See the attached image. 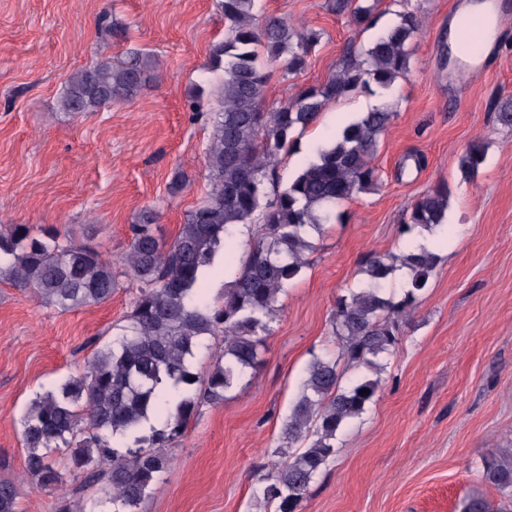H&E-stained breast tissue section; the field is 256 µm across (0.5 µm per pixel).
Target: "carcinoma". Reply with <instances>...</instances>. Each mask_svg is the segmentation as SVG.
Here are the masks:
<instances>
[{
    "label": "carcinoma",
    "mask_w": 512,
    "mask_h": 512,
    "mask_svg": "<svg viewBox=\"0 0 512 512\" xmlns=\"http://www.w3.org/2000/svg\"><path fill=\"white\" fill-rule=\"evenodd\" d=\"M217 2L228 36L213 48L214 57L224 62V81L206 151L210 191L187 214L176 238L166 243L155 233L156 213L144 211L131 225L129 252L118 272L96 246L63 240L50 229L36 233L15 224L0 233V278L61 310L107 302L120 274L137 288L119 337L95 352L82 377L39 397L24 418L25 468L38 485L65 483L66 473L50 452L66 448L85 485L103 483L112 490L113 512H135L169 465L164 448L203 404L224 402L226 391L261 366L279 296L305 266L311 248L306 233L321 232L327 206L380 181L373 156L393 112L380 107L348 123L268 200L265 183H274L293 133L313 126L327 105L359 88L391 87L408 74L414 52L418 23L405 14L360 55L346 53L340 70L324 83L267 112L263 95L270 67L282 60L288 72L300 73L319 36L283 18L257 22L255 0ZM377 2L334 0L333 9L366 25ZM153 79L150 61L138 54L79 69L67 77L59 108L73 117L92 112L133 98ZM494 111L501 125L512 127V99L494 102ZM484 160L483 145L473 143L459 160L462 176L475 177ZM448 198L445 182L420 195L407 213L405 231L443 226ZM254 221V239L235 280L218 302L209 303L201 284L204 270L231 248L238 225ZM438 262V255L424 247L401 256L371 252L363 261L367 283L336 300L331 325L338 355L315 356L308 364L275 449L279 460L262 489L277 512H297L334 455L337 433L365 411L378 390L376 379L342 384L340 365L380 372L378 357L393 353L398 343L399 317L414 308ZM403 267L408 279L396 301L383 285ZM217 334L224 335V349L200 377L190 361L203 338ZM150 413L166 416L165 426L141 435V421ZM116 436L131 439L126 452L110 446ZM482 479L502 493L512 491V448L485 456ZM0 512H18L8 481H0Z\"/></svg>",
    "instance_id": "obj_1"
}]
</instances>
